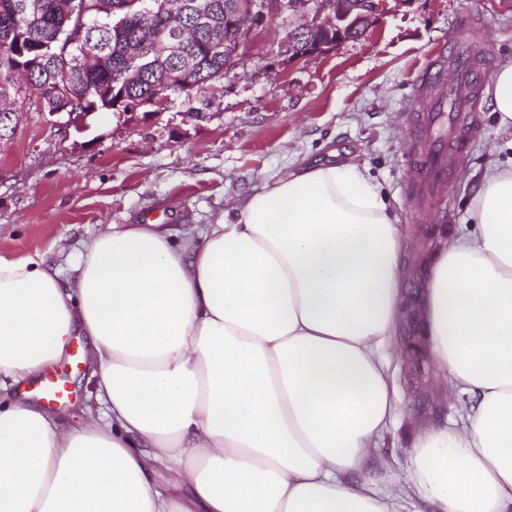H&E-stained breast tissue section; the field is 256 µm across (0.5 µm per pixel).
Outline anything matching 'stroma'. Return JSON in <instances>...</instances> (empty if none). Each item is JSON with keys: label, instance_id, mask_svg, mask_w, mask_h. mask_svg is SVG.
<instances>
[{"label": "stroma", "instance_id": "35a3bbf8", "mask_svg": "<svg viewBox=\"0 0 512 512\" xmlns=\"http://www.w3.org/2000/svg\"><path fill=\"white\" fill-rule=\"evenodd\" d=\"M478 16L479 47L489 73L512 62V0H411L387 14L367 36L301 62L277 54V42L299 25L288 11L270 15L228 77L165 112H97L84 127L62 132L48 113L24 110L10 140L0 142V255L35 253L56 263L110 224H210L272 175L304 162L336 158L367 169L390 202L405 238L410 289L418 287L420 251L438 227L459 231L486 159L512 162L489 94L480 95L449 194L418 221L409 186L417 173L415 141L402 112L419 72L448 42L460 21ZM85 337L50 374L64 380L66 418L90 396ZM402 414L381 453L394 471L407 466L409 421L458 417L453 402L424 405L437 371L391 364Z\"/></svg>", "mask_w": 512, "mask_h": 512}]
</instances>
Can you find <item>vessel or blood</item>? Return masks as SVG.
Masks as SVG:
<instances>
[{
	"label": "vessel or blood",
	"instance_id": "1",
	"mask_svg": "<svg viewBox=\"0 0 512 512\" xmlns=\"http://www.w3.org/2000/svg\"><path fill=\"white\" fill-rule=\"evenodd\" d=\"M478 25V17L467 16L453 36L452 58L431 61L414 85L410 116L422 121L426 133L425 147L417 156V197L422 202L449 190V158L459 146L464 114L483 86L466 51Z\"/></svg>",
	"mask_w": 512,
	"mask_h": 512
}]
</instances>
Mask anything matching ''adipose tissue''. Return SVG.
Instances as JSON below:
<instances>
[{
	"mask_svg": "<svg viewBox=\"0 0 512 512\" xmlns=\"http://www.w3.org/2000/svg\"><path fill=\"white\" fill-rule=\"evenodd\" d=\"M468 216L411 308L397 218L351 163L212 224L108 225L67 279L0 256V512H512V167ZM410 311L460 419L416 425L382 491ZM77 336L96 404L68 421L24 386Z\"/></svg>",
	"mask_w": 512,
	"mask_h": 512,
	"instance_id": "ef3b65f1",
	"label": "adipose tissue"
}]
</instances>
